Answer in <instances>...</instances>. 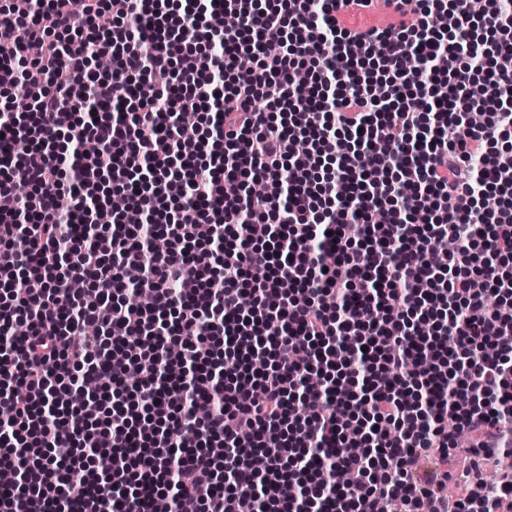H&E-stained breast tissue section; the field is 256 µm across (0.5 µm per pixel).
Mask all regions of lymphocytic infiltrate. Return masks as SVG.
Masks as SVG:
<instances>
[{
	"mask_svg": "<svg viewBox=\"0 0 512 512\" xmlns=\"http://www.w3.org/2000/svg\"><path fill=\"white\" fill-rule=\"evenodd\" d=\"M338 2L0 9V512H512V0Z\"/></svg>",
	"mask_w": 512,
	"mask_h": 512,
	"instance_id": "f902f5d3",
	"label": "lymphocytic infiltrate"
}]
</instances>
